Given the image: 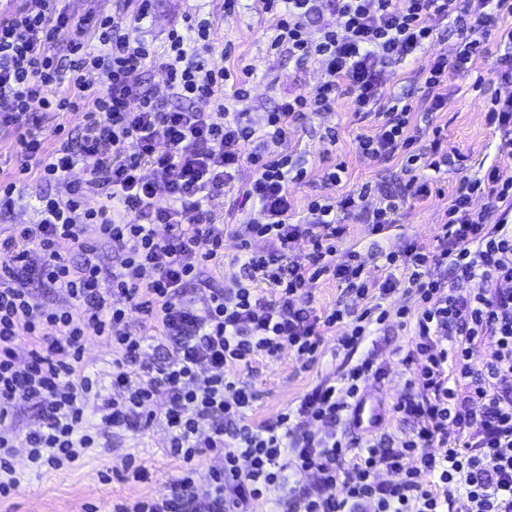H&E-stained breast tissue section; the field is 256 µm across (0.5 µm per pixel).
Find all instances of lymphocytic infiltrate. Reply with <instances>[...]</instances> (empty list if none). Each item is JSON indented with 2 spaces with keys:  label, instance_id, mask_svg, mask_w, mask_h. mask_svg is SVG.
<instances>
[{
  "label": "lymphocytic infiltrate",
  "instance_id": "f902f5d3",
  "mask_svg": "<svg viewBox=\"0 0 512 512\" xmlns=\"http://www.w3.org/2000/svg\"><path fill=\"white\" fill-rule=\"evenodd\" d=\"M393 2L328 0L336 25L313 40L306 22L317 0H263L264 9L280 17L272 47L287 45L301 61L320 59L323 77L259 119L242 107L251 66L243 67L238 81L229 69L212 67L206 22L171 30L167 50L158 55L130 38L131 26L146 17L143 4L128 17L94 10L78 19L65 0H21L0 18V131L13 132L20 148L18 168L0 178V201L13 204L18 183L32 176L55 188L41 199L37 223L14 225L0 241L1 494L18 483L7 452L21 402L43 406L40 429L25 438L32 459L57 466L93 446L82 398L98 379L84 363L85 343L92 336L106 339L124 360L137 361L142 344L127 325L131 307L154 320L160 335L182 343L164 365L144 367L145 382L132 383L117 370L121 394L108 402L105 419L122 427L164 399L170 454L188 461L203 446L220 459L207 486L224 512H248L275 490L287 492L296 512H452L460 497L470 512H512V179L495 164L462 179L436 245L413 243L402 254H388L387 263L402 264L405 274H388L378 284L364 277L356 252L342 251L347 227L338 213H354L379 235L397 221L395 197L368 205L371 190L363 185L339 205L313 201L301 221L289 220L288 181L306 174L285 149L295 114L332 111L348 93L356 112L373 120L357 149L377 161L402 157L407 196L421 200L433 189L420 169L454 167L457 154L438 138L423 144L410 126L412 105L385 98L386 67L431 53L425 81L430 112L443 106L449 72L468 71L492 47H505L498 76L512 82V25L489 28L492 20L512 17V0H401L398 8ZM461 12L468 17L459 29L463 48L451 61L435 52L429 20ZM149 63L165 72L166 95L142 88L138 75ZM89 71L99 74V85L87 83ZM35 106L44 113L85 110L78 139L61 126L45 132L31 116ZM79 164L88 172L82 184L70 179ZM145 166L150 176H142ZM244 166L252 178L243 198L259 214L234 231L247 276L230 275L224 288L212 290L200 318L183 290L197 281L202 266L224 257L225 232L212 224L209 205ZM98 189L105 190V201L87 207L88 193ZM476 196L486 198L485 210H472ZM492 209L500 216L491 225ZM89 224L120 251L118 263H105L84 241ZM162 225L168 234H159ZM300 240L307 251L292 257ZM68 246L81 251L80 265L65 256ZM443 266L470 282L467 294L435 278ZM34 276L64 290L69 304L49 310L32 302L28 282ZM325 276L346 284L365 306L323 316L299 306L305 288ZM261 281L271 285L272 297L260 294ZM399 289L409 302L389 312L381 299ZM393 314L414 323L417 336L405 357L419 364L417 389L394 407L402 419L416 422L413 437L392 448L371 438L355 446L337 432L349 400L381 372L368 355L342 374L340 386L318 385L296 409L259 426L248 422L253 392L244 381L227 378L226 367L285 349L309 363L336 327L338 348L350 352ZM481 346L491 360L478 370L471 359ZM203 420L212 426L202 441ZM310 421L321 431H298V424ZM452 425L457 435L449 434ZM382 470L396 473L397 481L379 482ZM308 471L316 476L312 491L293 480ZM195 476L188 471L170 494L119 505L117 512H183Z\"/></svg>",
  "mask_w": 512,
  "mask_h": 512
}]
</instances>
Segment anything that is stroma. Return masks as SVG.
Segmentation results:
<instances>
[{
	"mask_svg": "<svg viewBox=\"0 0 512 512\" xmlns=\"http://www.w3.org/2000/svg\"><path fill=\"white\" fill-rule=\"evenodd\" d=\"M149 5L140 33L152 42L154 50L163 51L170 29L185 28L188 18L196 17L207 20L214 34L212 65L229 69L252 65L248 106L257 114L274 110L281 98L310 89L321 78L319 60L300 62L287 48H270L269 39L277 20L263 10L260 0H236L231 7L225 0H149ZM429 64L428 56L411 57L389 65L383 77L386 96L406 97L417 121L422 118ZM497 68V56L491 53L477 61L473 73L450 77L443 106L431 120L440 128L445 146L462 156L460 169H424L425 178L434 187L433 194L404 204L397 223L382 235L371 234L357 218L345 217L349 230L343 247L359 254L368 278L383 281L387 274L386 254L401 253L409 242L434 244L442 214L461 179L474 176L481 166L491 163L500 166L503 177L512 179V158L497 152L502 133L487 118L486 102L492 95L512 96V82L495 81ZM479 74L489 83L477 90L473 82ZM329 126L337 134L332 141L325 136ZM371 126L370 119L355 112L351 98L345 95L337 99L333 112L305 113L289 123L288 149L302 156L307 169L303 181L288 185L296 212H303L314 200L323 204L336 202L344 191L365 183L371 185L376 196L383 192L402 194L406 175L399 160L377 163L356 149L358 137L370 134ZM340 162L345 164L346 172L341 184L335 185L328 175ZM251 176L250 168H241L234 187L226 190L213 209L214 223L244 224L255 217V210L245 205L242 197ZM50 191V186L34 177L21 184L14 207L0 209V238L8 236L11 225L36 222L33 206L37 198ZM238 253L237 240L225 238L223 264L205 268L202 285L186 288L185 294L194 300L198 313L206 312L211 289L223 287L225 275L234 272L233 261ZM303 304L320 314L339 304L358 310L364 302L344 284L331 279L314 283ZM128 321L143 345L138 362L126 365L131 380L136 382L141 376V364L166 362L174 344L159 336L155 323L138 312L129 311ZM411 342V328L392 323L359 347L360 352L371 353L383 369L381 377L371 379L370 384L379 390L386 405H393L405 394L414 377L415 365L404 360ZM121 359V352L107 340L92 338L85 344L84 361L88 371L98 378L100 391L87 394L84 403L88 424L99 437L95 447L82 449L76 460L56 467L32 462L25 438L41 427L43 413L33 402L19 406L12 420L17 439L11 450L19 483L10 494L0 495V512H113L115 504L167 494L185 466H192L203 475L216 465V458L205 448L188 465L170 455L169 429L161 404L153 405L152 422L134 420L127 428L116 431L105 424L103 406L118 393L112 385V374ZM348 361V355L337 351L335 336L328 335L308 366H301L293 353L284 350L278 356L259 357L250 366L235 368V375L247 382L255 394L249 420L256 425L272 420L295 407L315 385L337 383ZM137 467L143 470V479H134L133 470Z\"/></svg>",
	"mask_w": 512,
	"mask_h": 512,
	"instance_id": "obj_1",
	"label": "stroma"
}]
</instances>
